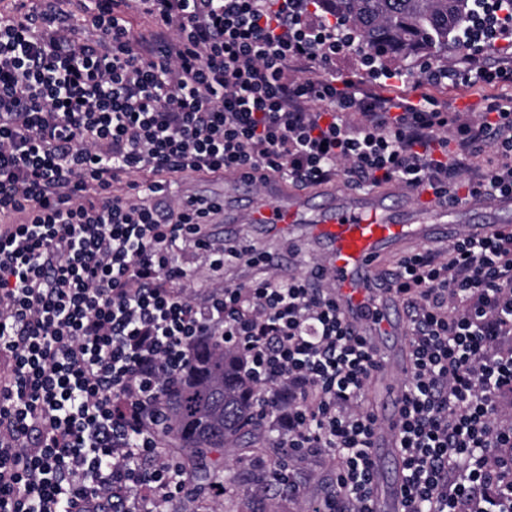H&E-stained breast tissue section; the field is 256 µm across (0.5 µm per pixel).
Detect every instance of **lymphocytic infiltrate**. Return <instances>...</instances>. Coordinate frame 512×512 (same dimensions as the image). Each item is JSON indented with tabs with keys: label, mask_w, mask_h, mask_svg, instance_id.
Returning <instances> with one entry per match:
<instances>
[{
	"label": "lymphocytic infiltrate",
	"mask_w": 512,
	"mask_h": 512,
	"mask_svg": "<svg viewBox=\"0 0 512 512\" xmlns=\"http://www.w3.org/2000/svg\"><path fill=\"white\" fill-rule=\"evenodd\" d=\"M81 18L19 0L0 18V512H152L183 480L159 453L154 417L191 357L219 336L278 413L288 461L325 453L336 494L313 512H371L378 366L332 288L275 274L188 292L179 257L215 276L267 263L243 241L217 248L218 199L147 205L171 173L277 172L303 184L342 172L441 202L512 194V98L475 118L443 110L446 83L492 87L512 70L480 64L512 42V13L473 0L469 65H426L409 92L371 79L354 29L322 0H137L151 40L133 37L130 0H79ZM354 55L359 83L335 77ZM468 162L473 178H460ZM149 170L147 184L132 173ZM393 288L409 314L413 369L399 444L405 512H512V231L462 236L404 256Z\"/></svg>",
	"instance_id": "f902f5d3"
}]
</instances>
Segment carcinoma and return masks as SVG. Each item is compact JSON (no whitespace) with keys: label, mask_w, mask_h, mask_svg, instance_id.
Listing matches in <instances>:
<instances>
[{"label":"carcinoma","mask_w":512,"mask_h":512,"mask_svg":"<svg viewBox=\"0 0 512 512\" xmlns=\"http://www.w3.org/2000/svg\"><path fill=\"white\" fill-rule=\"evenodd\" d=\"M328 10L352 21L366 52L384 61H404L448 51L475 14L470 0H324ZM257 388L240 370L239 357L224 342L207 336L193 348L190 364L165 394L157 424L160 448L177 454L186 484L195 497L218 486L250 483L258 493L273 481L265 470L244 472L221 462L211 467L201 459L235 447L252 456L266 452L258 436L244 440L265 420L258 416Z\"/></svg>","instance_id":"obj_1"}]
</instances>
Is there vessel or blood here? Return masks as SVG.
Returning a JSON list of instances; mask_svg holds the SVG:
<instances>
[{
    "label": "vessel or blood",
    "mask_w": 512,
    "mask_h": 512,
    "mask_svg": "<svg viewBox=\"0 0 512 512\" xmlns=\"http://www.w3.org/2000/svg\"><path fill=\"white\" fill-rule=\"evenodd\" d=\"M388 191L350 192L327 195L318 209H311L310 196L288 192L269 184L262 195H245L233 221L237 224H276L303 229L319 244L321 268L329 275L340 313L360 336L365 337L378 362L386 354L379 341L395 336L403 354L395 363L399 379L382 370L370 377V393L384 404L371 448L373 512H402L403 473L389 475L387 460L401 461L397 433L401 420L404 387L402 379L413 366L410 339L394 310L399 300L389 291L391 259L416 243L448 241L465 234L475 238L494 232L482 223L487 214L512 212V195L474 196L442 210L419 208L401 211L388 202Z\"/></svg>",
    "instance_id": "vessel-or-blood-1"
}]
</instances>
